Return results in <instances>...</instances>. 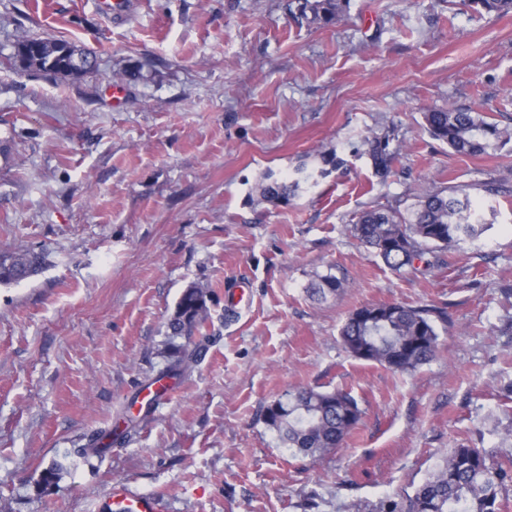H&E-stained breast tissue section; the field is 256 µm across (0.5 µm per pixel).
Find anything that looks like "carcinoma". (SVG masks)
Instances as JSON below:
<instances>
[{"label": "carcinoma", "mask_w": 512, "mask_h": 512, "mask_svg": "<svg viewBox=\"0 0 512 512\" xmlns=\"http://www.w3.org/2000/svg\"><path fill=\"white\" fill-rule=\"evenodd\" d=\"M349 0H303L301 10L329 24L343 14ZM486 13L512 12V0H468ZM81 50L52 37L25 38L18 55L28 67L55 69L64 76L81 69L71 57ZM430 135L459 155H478L512 141V128L501 127L490 117L453 104L424 113ZM402 141L394 129L384 128L364 136L356 152L367 158L375 174L385 181L401 157ZM322 166H302L288 177L266 173L256 186L263 201H288L339 169L344 160L335 152H320ZM412 210L401 211V200L386 207L362 211L351 226L353 235L372 249L388 267L401 270L425 254L450 250L477 239L491 228L461 186L432 182L415 191ZM44 257L33 251L0 254V283L11 284L38 274ZM350 287L345 276L316 275L310 294L324 297ZM208 290L191 285L183 291L169 323L174 336L193 335L207 316ZM445 313L434 305L383 303L353 310L340 328V342L350 356L377 363L393 372L411 373L431 361L439 345V325ZM363 409L348 391L299 387L267 404L262 419L283 445L303 456L321 458L343 447L361 420ZM512 489V458L499 460L482 448L460 446L446 452L437 468L399 503L389 502L380 512H502Z\"/></svg>", "instance_id": "1"}]
</instances>
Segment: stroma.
<instances>
[{
    "instance_id": "35a3bbf8",
    "label": "stroma",
    "mask_w": 512,
    "mask_h": 512,
    "mask_svg": "<svg viewBox=\"0 0 512 512\" xmlns=\"http://www.w3.org/2000/svg\"><path fill=\"white\" fill-rule=\"evenodd\" d=\"M0 0V253H41L40 274L0 284V512H95L113 481L169 512H379L405 501L442 455H512V142L461 156L427 132L455 104L512 125V13L463 0H349L331 24L294 0ZM55 37L94 68H24L23 37ZM126 91L121 108L107 96ZM404 141L387 181L356 148ZM346 164L285 203L265 170L321 151ZM463 185L492 227L395 272L354 238L359 213ZM351 286L317 300L316 275ZM210 286L196 360L166 402L145 388L171 362L182 292ZM247 285L235 312L225 295ZM445 308L436 357L401 374L349 356L345 317L364 305ZM299 386L350 391L364 415L344 447L296 456L264 424ZM98 433L107 447L84 459ZM60 470L44 484L51 464Z\"/></svg>"
}]
</instances>
